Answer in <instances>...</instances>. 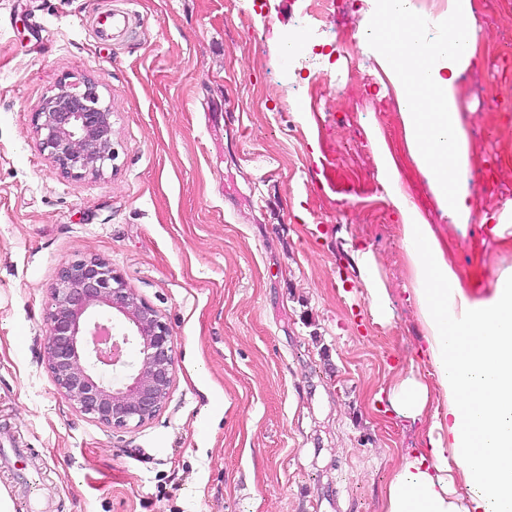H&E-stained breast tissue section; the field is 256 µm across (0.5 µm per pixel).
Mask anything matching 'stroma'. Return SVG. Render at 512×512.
Here are the masks:
<instances>
[{
    "mask_svg": "<svg viewBox=\"0 0 512 512\" xmlns=\"http://www.w3.org/2000/svg\"><path fill=\"white\" fill-rule=\"evenodd\" d=\"M305 0H0V501L25 512L23 470L48 512H383L401 455L427 424L386 387L430 377L402 219L378 176L386 143L404 190L464 285L512 268V77L482 64L512 45V0L479 15L456 85L468 169L491 170L466 228L450 224L408 151L401 117L374 119L387 79L376 44L345 82L332 55L303 67ZM91 77L112 108L118 157L61 174L33 115L60 79ZM390 295L372 316L356 251ZM121 271L175 339L165 406L116 432L75 411L44 361L59 268Z\"/></svg>",
    "mask_w": 512,
    "mask_h": 512,
    "instance_id": "obj_1",
    "label": "stroma"
}]
</instances>
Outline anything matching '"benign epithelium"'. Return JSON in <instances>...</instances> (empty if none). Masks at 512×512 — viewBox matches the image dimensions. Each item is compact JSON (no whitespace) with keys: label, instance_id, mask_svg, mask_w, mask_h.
<instances>
[{"label":"benign epithelium","instance_id":"obj_1","mask_svg":"<svg viewBox=\"0 0 512 512\" xmlns=\"http://www.w3.org/2000/svg\"><path fill=\"white\" fill-rule=\"evenodd\" d=\"M99 87L63 79L34 113L42 151L67 176L100 175L117 158ZM50 294L46 364L71 406L114 430L154 417L175 373L173 333L157 310L100 258L62 266Z\"/></svg>","mask_w":512,"mask_h":512}]
</instances>
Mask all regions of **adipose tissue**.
<instances>
[{
	"label": "adipose tissue",
	"instance_id": "ef3b65f1",
	"mask_svg": "<svg viewBox=\"0 0 512 512\" xmlns=\"http://www.w3.org/2000/svg\"><path fill=\"white\" fill-rule=\"evenodd\" d=\"M448 25L429 37L411 0H377L360 34L380 47L378 62L401 103L410 154L441 212L457 226L474 212L469 142L456 83L474 56L473 0H451ZM381 181L403 219V241L434 384L414 376L388 390L396 413L427 420L428 450L402 455L383 490V512H512V270L487 297H471L436 235L403 191L387 150Z\"/></svg>",
	"mask_w": 512,
	"mask_h": 512
}]
</instances>
